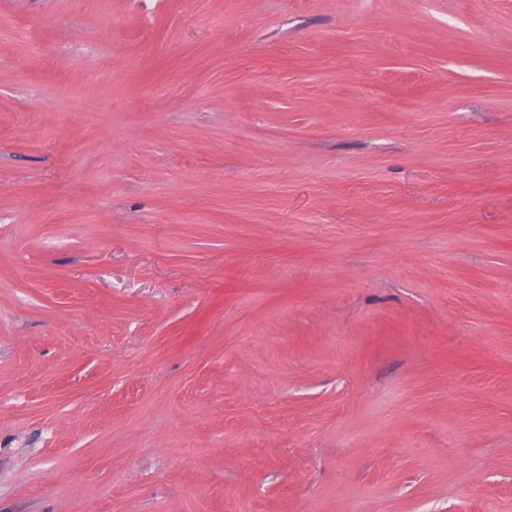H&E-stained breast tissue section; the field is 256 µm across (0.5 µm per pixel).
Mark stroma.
Instances as JSON below:
<instances>
[{"mask_svg":"<svg viewBox=\"0 0 512 512\" xmlns=\"http://www.w3.org/2000/svg\"><path fill=\"white\" fill-rule=\"evenodd\" d=\"M0 512H512V0H0Z\"/></svg>","mask_w":512,"mask_h":512,"instance_id":"35a3bbf8","label":"stroma"}]
</instances>
